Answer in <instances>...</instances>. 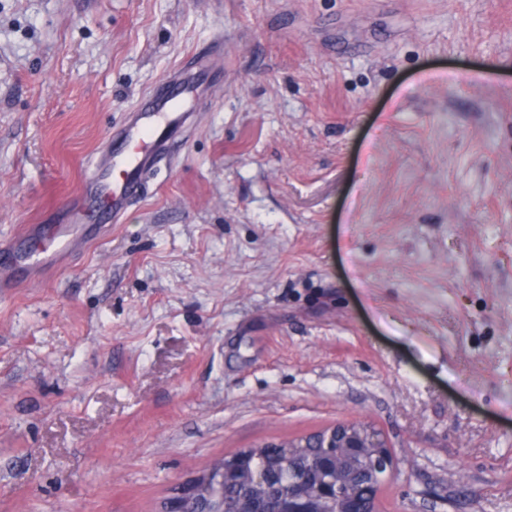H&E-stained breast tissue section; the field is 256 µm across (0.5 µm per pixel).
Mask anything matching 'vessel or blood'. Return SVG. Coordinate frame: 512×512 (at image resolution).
I'll list each match as a JSON object with an SVG mask.
<instances>
[{
  "instance_id": "vessel-or-blood-1",
  "label": "vessel or blood",
  "mask_w": 512,
  "mask_h": 512,
  "mask_svg": "<svg viewBox=\"0 0 512 512\" xmlns=\"http://www.w3.org/2000/svg\"><path fill=\"white\" fill-rule=\"evenodd\" d=\"M206 76L175 72L127 112L107 152L98 154L93 171L69 204L66 221L43 226L42 248L32 251L20 237L0 247V289L21 283L25 275L47 266L74 247L71 224L120 223L128 206L145 193V175L182 139L193 122L191 103L208 92Z\"/></svg>"
}]
</instances>
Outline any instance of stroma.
<instances>
[{
    "label": "stroma",
    "instance_id": "1",
    "mask_svg": "<svg viewBox=\"0 0 512 512\" xmlns=\"http://www.w3.org/2000/svg\"><path fill=\"white\" fill-rule=\"evenodd\" d=\"M219 35L146 197L0 296V512L359 419L380 512H512V0H0V245Z\"/></svg>",
    "mask_w": 512,
    "mask_h": 512
}]
</instances>
